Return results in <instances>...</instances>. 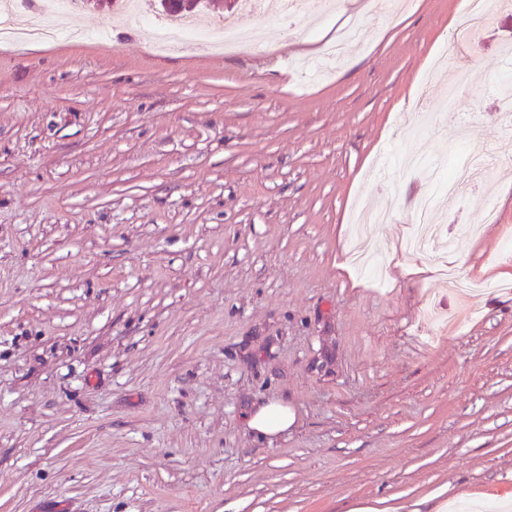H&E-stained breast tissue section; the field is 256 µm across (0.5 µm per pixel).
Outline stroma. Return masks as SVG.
Here are the masks:
<instances>
[{
    "mask_svg": "<svg viewBox=\"0 0 512 512\" xmlns=\"http://www.w3.org/2000/svg\"><path fill=\"white\" fill-rule=\"evenodd\" d=\"M142 9L0 44V512L512 504V8L467 47L461 0H211L253 33L223 54L155 52ZM422 106L428 163L498 165L451 206L402 167ZM426 195L479 292L401 251ZM294 422V414L288 406L271 403L260 407L250 418V428L260 437H271L288 430Z\"/></svg>",
    "mask_w": 512,
    "mask_h": 512,
    "instance_id": "obj_1",
    "label": "stroma"
}]
</instances>
